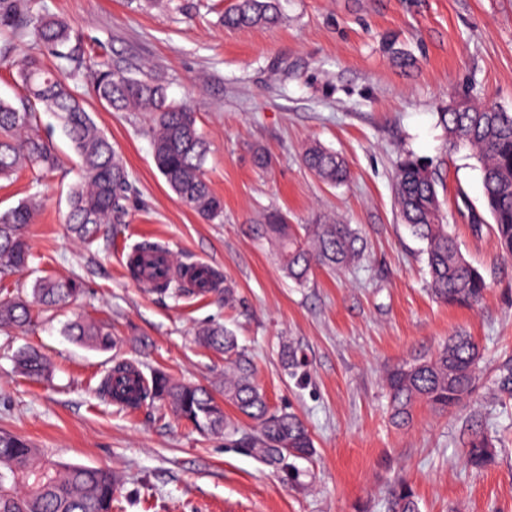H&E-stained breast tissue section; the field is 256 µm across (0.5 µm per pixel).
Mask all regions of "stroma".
<instances>
[{"label": "stroma", "instance_id": "obj_1", "mask_svg": "<svg viewBox=\"0 0 512 512\" xmlns=\"http://www.w3.org/2000/svg\"><path fill=\"white\" fill-rule=\"evenodd\" d=\"M234 2L165 0L145 9L139 0H43L89 50L195 107L224 219L204 222L176 199L154 167L147 114L101 107L88 75L85 106L122 154L131 191L124 223L102 225L84 245L65 228L76 157L53 115L41 113L64 167L0 180V211L37 191L44 197L29 227L33 260L0 284L28 289L55 276L77 280L80 293L29 330L0 332V431L26 437L63 466L110 467L124 512H386L385 493L399 479L412 485L420 512H512V397L495 385L512 356V259L490 232L472 234L467 208L482 203L481 172L467 151L447 148L439 121L464 97L512 112V0H279L278 26L230 30L220 14ZM313 142L345 157L347 184L330 185L304 166ZM260 153L267 167L258 166ZM408 154L442 182L460 249L488 284L480 307L443 305L430 292L423 244L394 205L395 166ZM270 210L292 224L332 216L358 227L367 248L349 268L317 269L296 286L256 233ZM145 239L179 261L208 263L235 302L144 292L126 256ZM76 315L110 322L116 348L72 342L63 325ZM214 321L249 349L270 405L304 420L312 458L289 466L260 459L245 446L253 431L245 417L228 444L151 405L116 412L97 394L116 358L221 392L223 357L195 341ZM461 330L483 354L477 398L445 414L421 405L408 426L394 425L384 371ZM24 346L50 358V381L18 373L13 356ZM286 347L294 364L282 359ZM478 431L496 445L480 473L465 456Z\"/></svg>", "mask_w": 512, "mask_h": 512}]
</instances>
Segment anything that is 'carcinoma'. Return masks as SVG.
<instances>
[{"label":"carcinoma","instance_id":"carcinoma-1","mask_svg":"<svg viewBox=\"0 0 512 512\" xmlns=\"http://www.w3.org/2000/svg\"><path fill=\"white\" fill-rule=\"evenodd\" d=\"M280 21L278 0H236L222 17L227 28L275 26ZM0 67L16 69L24 91L16 102L0 99V178L25 168L53 172L61 160L40 133L39 111L51 112L80 159L81 178L69 192L68 231L84 243L95 240L97 227L121 220L131 188L129 173L119 152L84 106L78 91L84 73L94 79L100 104L115 112H149L147 133L155 168L179 201L203 220L222 222L224 201L205 176L208 145L198 129L197 113L187 103L168 97L166 88L143 80L107 60L87 56L83 41L62 17L49 12L41 0H0ZM452 151L467 148L480 164L483 211L471 212L469 227L477 235L493 220L491 229L498 251L512 258V113L485 102L459 100L440 113ZM304 162L325 181L342 185L350 170L335 152L314 143ZM435 173L419 160L406 156L396 171L398 212L412 234L424 244L434 297L450 306L474 308L481 304L488 285L460 250L442 211ZM42 206L34 192L15 207L0 212V280L27 267L32 257L25 234ZM261 235L277 249L282 272L296 284L306 285L317 268L340 270L357 262L364 251L359 229L320 218L297 229L278 211L265 215ZM162 244L145 240L129 258L130 275L139 280L143 259ZM76 281L45 277L31 291L0 297V332L30 326L39 313L65 308L78 293ZM151 292L172 297L224 294L235 300L234 289L223 286L214 271L202 277L169 278L151 285ZM64 333L83 346L107 351L115 344L112 328L98 320L76 318ZM198 342L224 355V403L194 384L178 383L163 370L144 373L130 361H117L101 379L98 392L118 407L137 409L162 403L173 415L204 435H224L235 441L236 423L224 415L223 404L254 423L248 447L273 463L305 459L316 453L304 422L293 412L274 410L253 380L248 352L224 325L213 323L197 332ZM481 352L471 337L455 335L437 351L388 368L385 386L392 419L399 425L412 420L414 407L423 403L446 413L473 397ZM15 362L26 376H49L50 363L39 351L22 348ZM499 389L512 396V358L499 369ZM495 460V446L475 434L468 441L469 466L481 471ZM117 478L104 467H58L43 461L31 443L18 435L0 433V512H114ZM387 512H419L418 500L405 481L389 491Z\"/></svg>","mask_w":512,"mask_h":512}]
</instances>
